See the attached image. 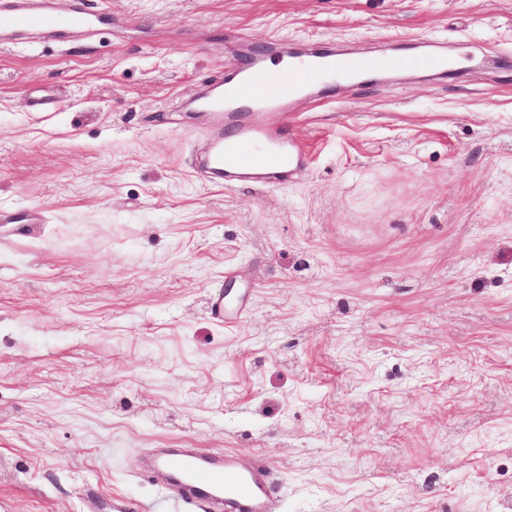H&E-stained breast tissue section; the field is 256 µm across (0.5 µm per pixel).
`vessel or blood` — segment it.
<instances>
[{
  "mask_svg": "<svg viewBox=\"0 0 512 512\" xmlns=\"http://www.w3.org/2000/svg\"><path fill=\"white\" fill-rule=\"evenodd\" d=\"M91 20V13L79 7L60 13L48 9L38 12L33 0H15L7 30L23 35L37 27L45 36L54 37L63 30L87 29ZM414 64V58L405 54L374 59L306 54L292 57L286 69L276 72L263 60L246 64L236 84L226 86L223 95L203 104L204 111L226 114V128L217 134L206 159L208 171L217 178L246 180L259 185L271 175L290 169L306 153L304 145L294 140L271 146L272 134L263 123L240 121L235 110L242 99L285 95L297 84L316 85L363 69L405 70ZM243 136L251 137L258 145L248 160L240 159L237 154L236 143ZM156 467L168 481L178 486L179 499L185 506L220 501L225 512H280L281 499L269 487L267 460H257L253 467L244 468L230 458L193 449L167 452L157 460Z\"/></svg>",
  "mask_w": 512,
  "mask_h": 512,
  "instance_id": "b4317fda",
  "label": "vessel or blood"
}]
</instances>
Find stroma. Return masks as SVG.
Listing matches in <instances>:
<instances>
[{
  "instance_id": "35a3bbf8",
  "label": "stroma",
  "mask_w": 512,
  "mask_h": 512,
  "mask_svg": "<svg viewBox=\"0 0 512 512\" xmlns=\"http://www.w3.org/2000/svg\"><path fill=\"white\" fill-rule=\"evenodd\" d=\"M55 2L112 22L0 44V512L175 501L157 448L266 456L281 512H512V0ZM293 51L417 68L205 177L193 100Z\"/></svg>"
}]
</instances>
